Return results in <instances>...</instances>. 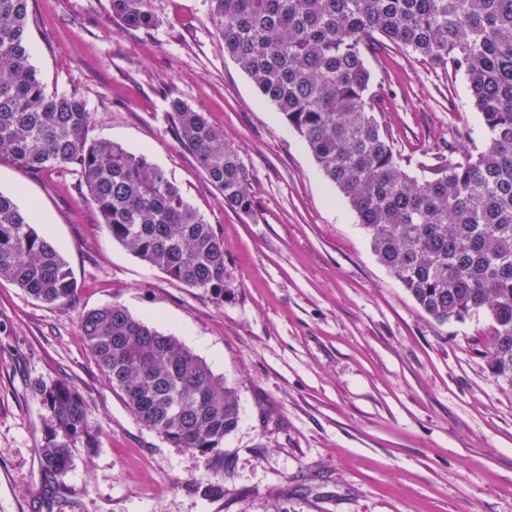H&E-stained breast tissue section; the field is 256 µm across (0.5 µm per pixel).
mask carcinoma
<instances>
[{
    "mask_svg": "<svg viewBox=\"0 0 512 512\" xmlns=\"http://www.w3.org/2000/svg\"><path fill=\"white\" fill-rule=\"evenodd\" d=\"M128 30L159 25L151 0H108ZM224 51L283 115L347 199L381 264L435 320L486 311L495 324L490 373L512 388V0H210ZM29 0H0V160L24 171H77L112 239L189 287L224 300V241L180 189L142 155L90 138L75 92L48 94L32 64ZM416 54L461 75L480 113L482 149L441 147L421 175L399 164L376 118L382 84L365 55ZM180 142L221 193L251 215L255 201L237 149L207 113L174 99ZM31 214L0 193V280L46 304L72 301L61 249ZM82 335L112 388L161 437L220 462L239 424L237 394L173 336L107 304L81 316ZM47 409L38 448L45 483L72 463V443L94 447L86 402L69 383H41Z\"/></svg>",
    "mask_w": 512,
    "mask_h": 512,
    "instance_id": "carcinoma-1",
    "label": "carcinoma"
}]
</instances>
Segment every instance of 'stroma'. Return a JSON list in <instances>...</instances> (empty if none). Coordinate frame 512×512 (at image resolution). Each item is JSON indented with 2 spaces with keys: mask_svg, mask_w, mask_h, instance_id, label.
Instances as JSON below:
<instances>
[{
  "mask_svg": "<svg viewBox=\"0 0 512 512\" xmlns=\"http://www.w3.org/2000/svg\"><path fill=\"white\" fill-rule=\"evenodd\" d=\"M133 32L108 0H30L33 63L47 93H78L90 135L141 154L224 241L223 300L169 278L109 235L76 171L0 161V192L37 208L74 300L41 303L0 281V512H512V390L490 374L486 312L426 314L378 260L357 215L208 22L209 0H152ZM377 118L402 169L438 146H483L463 79L408 52L368 58ZM206 112L233 144L255 201L225 207L185 148L170 102ZM118 303L182 341L235 387L224 465L161 438L112 389L83 312ZM88 404L95 447L45 492L41 383Z\"/></svg>",
  "mask_w": 512,
  "mask_h": 512,
  "instance_id": "stroma-1",
  "label": "stroma"
}]
</instances>
